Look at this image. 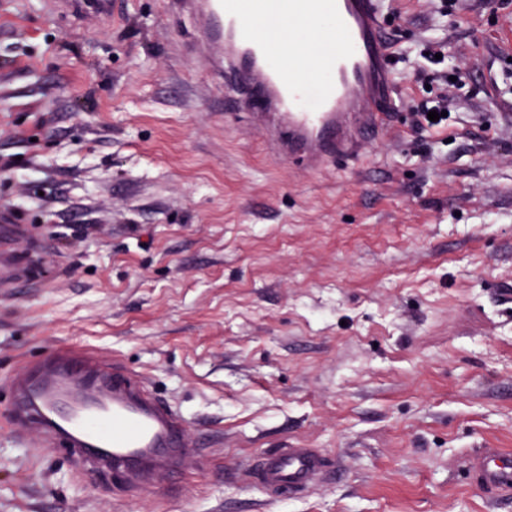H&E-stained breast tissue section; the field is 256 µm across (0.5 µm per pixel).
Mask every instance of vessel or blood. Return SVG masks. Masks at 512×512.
Masks as SVG:
<instances>
[{"label": "vessel or blood", "instance_id": "obj_1", "mask_svg": "<svg viewBox=\"0 0 512 512\" xmlns=\"http://www.w3.org/2000/svg\"><path fill=\"white\" fill-rule=\"evenodd\" d=\"M190 15L189 38L206 65L223 77L227 108L247 104L249 124L276 156L316 171L358 156L363 144L388 129L398 110L392 52L381 0H287L286 17L314 29L328 52L283 61L274 39L262 35L259 14L269 0H174ZM27 228L14 214L0 219V282L26 275L15 241ZM10 389L19 428L37 426L47 450H75L81 458L119 471L133 494L169 484L197 462L188 422L114 361L83 349H54L23 371ZM471 468L478 485L512 496V455L488 449ZM327 474L313 448L260 454L251 475L261 485L297 496Z\"/></svg>", "mask_w": 512, "mask_h": 512}]
</instances>
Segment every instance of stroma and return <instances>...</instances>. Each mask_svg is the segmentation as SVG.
<instances>
[{
    "label": "stroma",
    "instance_id": "35a3bbf8",
    "mask_svg": "<svg viewBox=\"0 0 512 512\" xmlns=\"http://www.w3.org/2000/svg\"><path fill=\"white\" fill-rule=\"evenodd\" d=\"M400 107L357 160L270 155L170 0L49 19L0 0V212L28 275L0 288V512H512L471 476L512 451V0H391ZM465 74L439 131L414 68ZM97 349L189 422L200 462L130 498L9 422V371ZM342 471L297 498L255 455ZM437 53L442 54V59H435ZM419 57L422 59L423 66H421L420 75L427 84L433 82L453 86L458 83L461 75L457 70L448 71L447 66L445 67V56L442 51V47L435 42H425L420 49ZM450 76L457 77L455 82L450 80ZM429 111H436L439 120L432 122L428 119ZM441 112H447V117H441ZM412 124L419 129H440L448 126V120L451 112L448 110V95L438 93L427 100L419 110L412 112Z\"/></svg>",
    "mask_w": 512,
    "mask_h": 512
}]
</instances>
